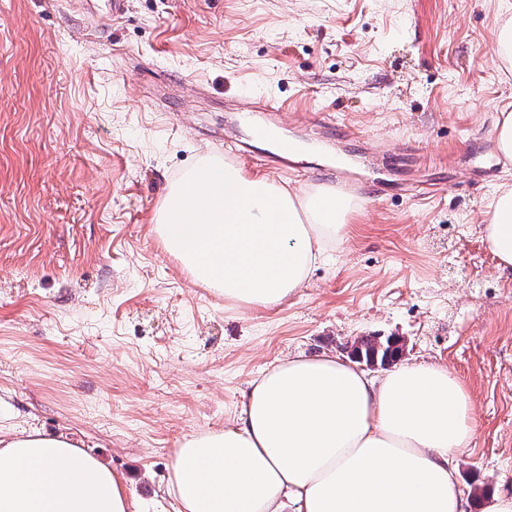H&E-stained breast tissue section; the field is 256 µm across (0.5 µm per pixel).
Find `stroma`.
Listing matches in <instances>:
<instances>
[{
	"label": "stroma",
	"mask_w": 512,
	"mask_h": 512,
	"mask_svg": "<svg viewBox=\"0 0 512 512\" xmlns=\"http://www.w3.org/2000/svg\"><path fill=\"white\" fill-rule=\"evenodd\" d=\"M499 2L127 0L116 17L108 0H0V438L67 439L137 512H174L175 448L234 424L262 370L399 336L403 361L472 397L466 512L512 494V269L480 232L512 185ZM255 99L285 104L293 169L237 154ZM204 155L289 189L347 162L360 210L283 305L225 308L164 249L157 212ZM510 106L511 104L506 105L499 113L494 127L497 149L507 160H512V111L507 110Z\"/></svg>",
	"instance_id": "1"
}]
</instances>
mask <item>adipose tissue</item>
<instances>
[{
  "mask_svg": "<svg viewBox=\"0 0 512 512\" xmlns=\"http://www.w3.org/2000/svg\"><path fill=\"white\" fill-rule=\"evenodd\" d=\"M155 229L166 251L234 308H275L305 286L360 205L328 185L287 190L201 159L173 184ZM483 238L512 268V186L492 196ZM476 430L446 367L395 365L379 379L326 354L255 379L238 421L176 451V512H464L457 459ZM0 512H128L122 476L72 443L0 441Z\"/></svg>",
  "mask_w": 512,
  "mask_h": 512,
  "instance_id": "ef3b65f1",
  "label": "adipose tissue"
}]
</instances>
